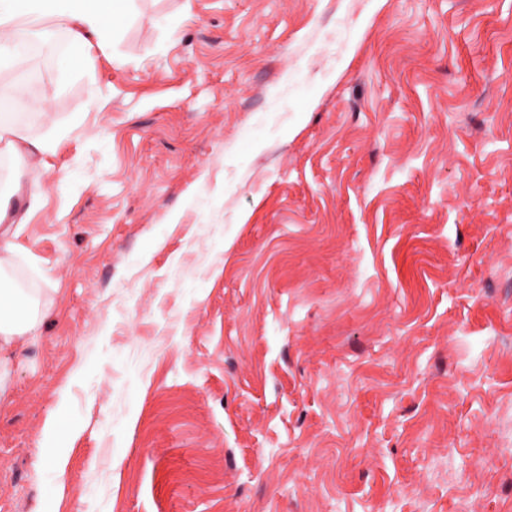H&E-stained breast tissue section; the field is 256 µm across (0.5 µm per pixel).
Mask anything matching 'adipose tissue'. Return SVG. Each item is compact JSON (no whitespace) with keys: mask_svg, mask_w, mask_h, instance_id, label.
<instances>
[{"mask_svg":"<svg viewBox=\"0 0 512 512\" xmlns=\"http://www.w3.org/2000/svg\"><path fill=\"white\" fill-rule=\"evenodd\" d=\"M121 14L118 0H0V68L19 69L34 50L50 48L59 72L71 74L87 68L96 53H107ZM68 45L59 48V34ZM39 102L0 93V142L23 151L25 160L16 170V187L40 189L48 173L44 160L63 137L57 124H50L43 137L22 142L15 123L19 112H42ZM32 327L29 298L0 278V351L25 336Z\"/></svg>","mask_w":512,"mask_h":512,"instance_id":"adipose-tissue-1","label":"adipose tissue"}]
</instances>
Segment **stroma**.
I'll use <instances>...</instances> for the list:
<instances>
[{"instance_id": "35a3bbf8", "label": "stroma", "mask_w": 512, "mask_h": 512, "mask_svg": "<svg viewBox=\"0 0 512 512\" xmlns=\"http://www.w3.org/2000/svg\"><path fill=\"white\" fill-rule=\"evenodd\" d=\"M30 67L0 512H512V0H130ZM21 111L43 113L46 109L39 102L0 93V142H6L9 148L26 156L14 175L15 192L25 185H31L34 190L41 188V175L50 171L43 156L50 153L64 136V131L53 122L40 140L28 141L15 123V116ZM18 140L25 145L20 147Z\"/></svg>"}]
</instances>
